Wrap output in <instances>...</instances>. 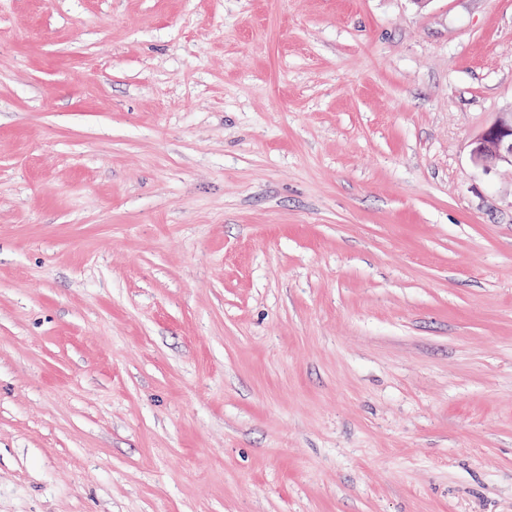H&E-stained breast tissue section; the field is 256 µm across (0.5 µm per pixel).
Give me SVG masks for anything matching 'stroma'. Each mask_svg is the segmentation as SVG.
<instances>
[{"label":"stroma","mask_w":512,"mask_h":512,"mask_svg":"<svg viewBox=\"0 0 512 512\" xmlns=\"http://www.w3.org/2000/svg\"><path fill=\"white\" fill-rule=\"evenodd\" d=\"M512 0H0V512H512ZM471 158L475 165L498 160L512 165V111L501 112L496 121L472 141Z\"/></svg>","instance_id":"1"}]
</instances>
